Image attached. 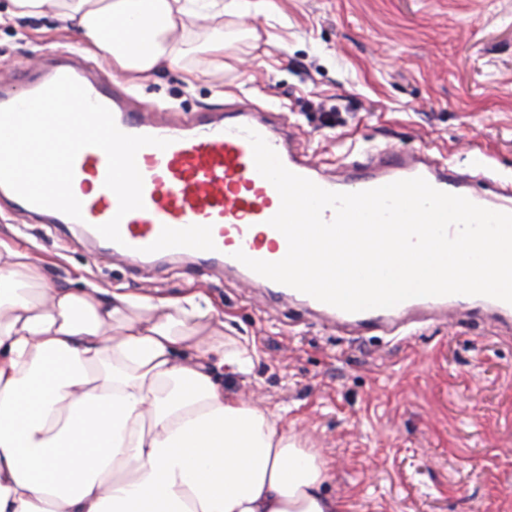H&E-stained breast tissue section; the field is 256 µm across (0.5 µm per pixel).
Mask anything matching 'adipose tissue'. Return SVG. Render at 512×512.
<instances>
[{"instance_id": "1", "label": "adipose tissue", "mask_w": 512, "mask_h": 512, "mask_svg": "<svg viewBox=\"0 0 512 512\" xmlns=\"http://www.w3.org/2000/svg\"><path fill=\"white\" fill-rule=\"evenodd\" d=\"M266 0H8L52 16L115 74L146 81L224 54L219 17ZM254 351L209 298L54 282L0 240V512H342L321 454L226 392Z\"/></svg>"}]
</instances>
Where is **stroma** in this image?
Here are the masks:
<instances>
[{"mask_svg":"<svg viewBox=\"0 0 512 512\" xmlns=\"http://www.w3.org/2000/svg\"><path fill=\"white\" fill-rule=\"evenodd\" d=\"M223 22V69L200 53L192 80L167 72L119 89L182 123L244 103L277 108L328 169L397 147L512 182V0H272ZM74 43L50 17L1 24L0 84ZM0 237L80 288L202 289L225 335L256 347L246 394L329 461L325 490L343 512H512V338L482 312L397 336L351 333L223 268L143 271L3 208Z\"/></svg>","mask_w":512,"mask_h":512,"instance_id":"stroma-1","label":"stroma"}]
</instances>
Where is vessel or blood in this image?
Listing matches in <instances>:
<instances>
[{"label": "vessel or blood", "instance_id": "vessel-or-blood-1", "mask_svg": "<svg viewBox=\"0 0 512 512\" xmlns=\"http://www.w3.org/2000/svg\"><path fill=\"white\" fill-rule=\"evenodd\" d=\"M63 75L74 78L92 99L109 108L122 132L169 142L166 149L147 146L137 154L144 206L122 219V243L107 244L112 257L128 265L143 268L171 261L219 264L235 272L247 287L274 286L272 280L234 257L238 251L271 262L284 256L280 248L284 236L268 224L280 208V196L255 168L252 146L242 133L246 127L264 137L287 169L330 191L357 192L421 177L441 191L512 213V183L504 186L489 179L481 192H471L468 174L424 151L370 150L364 162H342L335 171L323 170L297 151L293 135L270 111L243 105L220 114L201 113L188 124L150 119L133 106L127 94L111 91L100 72L68 56L25 75L12 87L0 86V107L40 92ZM106 173L107 157L101 149L87 147L78 153L73 180L74 189L82 194V217L78 220L32 205L2 185L0 205L35 224L74 228L86 240L99 244L104 241L98 225L108 222L118 210L117 203L102 191ZM258 224L263 227L259 233L254 230ZM277 289L279 297L313 308L328 323L342 328L393 331L412 322L447 320L471 310L484 312L491 325L512 324V304L485 296L417 297L391 308L350 313L286 285Z\"/></svg>", "mask_w": 512, "mask_h": 512}]
</instances>
